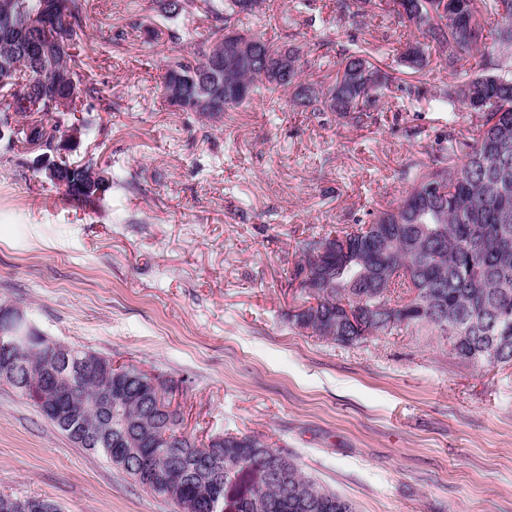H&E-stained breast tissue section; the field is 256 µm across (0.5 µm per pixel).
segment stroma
Returning a JSON list of instances; mask_svg holds the SVG:
<instances>
[{"label": "stroma", "instance_id": "35a3bbf8", "mask_svg": "<svg viewBox=\"0 0 512 512\" xmlns=\"http://www.w3.org/2000/svg\"><path fill=\"white\" fill-rule=\"evenodd\" d=\"M315 5L308 39L330 26L337 44L372 45L392 78L386 105L357 124L258 99L210 121L163 102L170 45L148 58L129 39L96 54L92 74L121 107L88 114L76 156L120 183L85 209L0 141V305L168 380L187 434L287 449L356 512H512V365H461L412 329L344 346L288 323L301 241L370 222L404 196L408 156L427 160L426 142L469 127L429 99L450 78L445 60L401 63L415 31ZM406 85L422 97H403ZM0 494L63 512H174L1 382Z\"/></svg>", "mask_w": 512, "mask_h": 512}]
</instances>
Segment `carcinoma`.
Here are the masks:
<instances>
[{
  "mask_svg": "<svg viewBox=\"0 0 512 512\" xmlns=\"http://www.w3.org/2000/svg\"><path fill=\"white\" fill-rule=\"evenodd\" d=\"M261 0H161L169 25L145 23L138 0H126L115 39L133 36L140 50L156 54L162 40L178 46L164 57L161 92L178 112L218 118L269 93L294 89V100L311 112H331L358 123L377 107L388 78L368 60L355 40L343 47L338 71L326 88L301 80L304 68L329 56L335 31L325 28L314 46L279 47L240 28ZM354 19L395 15L431 43L409 44L402 59L418 71L432 54L456 66L432 100L448 107V126L461 112L471 133L450 130L429 145L428 163L410 158L402 170L407 190L400 203L381 211L367 228L354 224L301 243V263L291 280L305 296L307 313L293 316L301 330L353 345L371 337L413 328L438 336L448 354L474 368L512 364V0H339ZM197 15L214 39L196 48L184 42L186 21ZM228 32L251 52L219 72L213 46ZM86 13L79 0H0V141L33 155L31 168L63 190L66 199L95 209L114 183L94 158L70 162L88 121L75 112H109L118 103L89 75L82 54ZM294 58L280 66L283 51ZM457 158L460 164L451 163ZM327 252L315 258L320 248ZM408 289L409 297L396 294ZM354 319H349V316ZM80 377L58 378L52 342L34 332L22 348L14 389L42 414L39 391L58 392L55 406L105 439L94 450L140 485L172 501L176 512H217L218 499L238 477V456L253 452L256 466L279 461L286 480L255 491L240 512H355L347 500L302 472L287 451L259 436L225 434L199 440L181 431L182 417L172 388L160 397L142 391L123 370L105 368L109 357L78 347ZM173 480L155 485L157 467ZM26 497L0 495V512H26Z\"/></svg>",
  "mask_w": 512,
  "mask_h": 512,
  "instance_id": "carcinoma-1",
  "label": "carcinoma"
}]
</instances>
